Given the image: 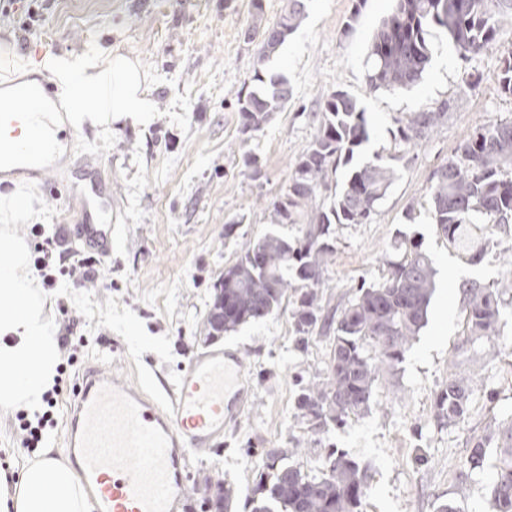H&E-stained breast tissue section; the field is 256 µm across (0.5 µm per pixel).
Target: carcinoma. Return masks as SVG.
I'll list each match as a JSON object with an SVG mask.
<instances>
[{"instance_id":"1","label":"carcinoma","mask_w":512,"mask_h":512,"mask_svg":"<svg viewBox=\"0 0 512 512\" xmlns=\"http://www.w3.org/2000/svg\"><path fill=\"white\" fill-rule=\"evenodd\" d=\"M244 40L256 43L250 87L237 97L244 134L264 130L275 113L293 99L289 81L269 72L267 64L286 39L306 19V0H285L276 21L264 20L262 0ZM512 22V0H395L392 13L374 33L368 48L366 85L369 91H399L418 83L432 59V39H448L458 57L468 61L493 48L499 27ZM498 84L512 96V53L501 59ZM445 116V108L410 112L395 120L394 139L416 144L426 139ZM370 138L365 109L347 91L328 95L318 116L317 132L297 155L288 185L269 203L271 223L297 224L289 241L271 230L246 247L238 260L214 282L210 308L224 301L228 333L250 321L268 318L296 295L292 326L298 342L309 343L317 324L334 329L326 376L303 386L294 407L319 437L352 415L368 411L373 390L384 374L395 370L411 342L425 326L435 288V271L421 245L410 244L402 259L387 262L378 282H362L338 317L321 314L319 288L333 253V224H366L376 214L399 171L382 155L350 169L335 183L339 166L352 162L356 150ZM334 187L330 204L319 200ZM431 219L453 248L470 264L480 263L485 242L477 232L481 222L500 234L512 265V120L475 128L452 158L431 176ZM465 342L483 340L495 351L502 291L477 282L462 284ZM374 347V355L364 346ZM472 392L471 378L450 370L448 382L435 393L434 419L443 425L464 421ZM502 446L490 483L493 512H512V418L502 424ZM489 439L469 449L466 468L458 475L457 495L465 497L469 471L483 466ZM300 448H271L267 472L259 474L251 498L252 512H361L368 489L369 468L344 452L328 449L320 473L312 475L291 464Z\"/></svg>"}]
</instances>
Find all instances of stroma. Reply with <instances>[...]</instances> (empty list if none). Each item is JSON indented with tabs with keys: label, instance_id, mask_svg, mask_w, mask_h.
I'll use <instances>...</instances> for the list:
<instances>
[{
	"label": "stroma",
	"instance_id": "1",
	"mask_svg": "<svg viewBox=\"0 0 512 512\" xmlns=\"http://www.w3.org/2000/svg\"><path fill=\"white\" fill-rule=\"evenodd\" d=\"M392 5L308 0L302 28L270 63L291 83L293 99L247 137L239 131L236 101L253 69L256 46L244 39L252 0H0V58L37 62L94 47L139 58L146 73L155 106L147 125L116 123L105 136L87 128L66 133L50 156V176L7 177L0 194L20 187L32 196L40 224L58 236L61 261L69 265L92 253L83 245L82 201L64 183L91 161L112 193L111 210L93 216L112 224L111 252L92 255L100 287L80 288L61 277L47 291L53 327L70 318L73 338L84 342L67 369L68 385L98 364L146 380L163 396L195 355L217 347L242 352L250 397L217 447L189 451L187 512H205L199 486L210 481L235 484L241 497L234 512H250L245 498L266 450L297 444L302 451L292 462L311 474L330 448L369 466L363 512H436L454 498L455 474L472 441L496 435L512 417V288L502 247L487 234L484 260L467 263L432 224L428 196L432 172L471 129L512 119V97L498 89L501 59L512 52V24L502 25L495 48L469 64L445 38L434 39L431 65L417 85L372 92L365 59ZM337 90L357 96L367 112L371 139L360 160L382 154L400 176L371 223L331 226L324 310L340 312L361 281L380 280L410 240L432 258L437 276L428 322L399 368L379 380L370 411L317 440L296 417L294 401L301 381L323 378L332 334L315 331L309 346L300 347L289 299L267 319L215 341L202 324L213 283L250 241L272 229L295 236L296 225H272L268 202L285 189L296 156L313 138L314 112ZM441 106L447 115L429 139L415 147L395 142L396 118ZM245 153L262 162L261 178L244 172ZM469 280L505 288L496 353L483 342H463L460 285ZM453 366L470 376L474 392L465 422L448 429L434 421L432 403Z\"/></svg>",
	"mask_w": 512,
	"mask_h": 512
}]
</instances>
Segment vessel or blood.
<instances>
[{
  "label": "vessel or blood",
  "mask_w": 512,
  "mask_h": 512,
  "mask_svg": "<svg viewBox=\"0 0 512 512\" xmlns=\"http://www.w3.org/2000/svg\"><path fill=\"white\" fill-rule=\"evenodd\" d=\"M55 115L62 104L51 89L19 92L0 129L17 126L30 108ZM47 131L35 130L15 161L40 164ZM240 353L216 349L197 355L181 376L169 410H162L144 384L111 370H87L69 413L67 444L93 512H179L188 498L185 458L189 450L214 447L238 420L247 392Z\"/></svg>",
  "instance_id": "obj_1"
}]
</instances>
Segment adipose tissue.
Instances as JSON below:
<instances>
[{
    "mask_svg": "<svg viewBox=\"0 0 512 512\" xmlns=\"http://www.w3.org/2000/svg\"><path fill=\"white\" fill-rule=\"evenodd\" d=\"M39 66L57 85L67 113L56 131L108 132L116 122L136 127L151 119L153 103L134 58L48 55ZM35 217L27 194L0 195V409L37 410L60 362L50 300L28 271L26 242L10 230ZM0 512H89V505L73 469L46 456L25 462L18 478L0 475Z\"/></svg>",
    "mask_w": 512,
    "mask_h": 512,
    "instance_id": "1",
    "label": "adipose tissue"
}]
</instances>
